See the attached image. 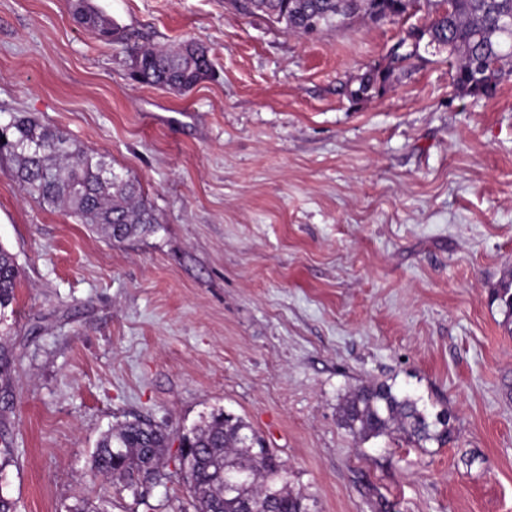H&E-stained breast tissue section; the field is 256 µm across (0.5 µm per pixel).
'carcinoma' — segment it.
I'll return each instance as SVG.
<instances>
[{
    "label": "carcinoma",
    "instance_id": "carcinoma-1",
    "mask_svg": "<svg viewBox=\"0 0 512 512\" xmlns=\"http://www.w3.org/2000/svg\"><path fill=\"white\" fill-rule=\"evenodd\" d=\"M428 13L424 43H414L415 28L399 39L377 65L359 78L358 97L386 84L421 59L420 50L447 45L454 93L477 98L492 97L507 75L503 61H512V0H425ZM413 0H232L235 10L250 16L265 15L288 32L306 37L312 32L345 26L356 17L375 22L390 20L408 11ZM74 14L98 38L110 43L118 24L96 10L89 0H74ZM213 71L204 47L193 44L176 50L143 47L134 55L136 78L149 86L189 90ZM13 162L12 177L48 208L65 206L82 224L101 230L113 241H123L152 229L155 218L140 184L114 171L102 156H94L74 140L22 112L0 122V156ZM19 268L15 256L0 246V308L15 300ZM504 314L503 325L512 333V275L490 291ZM352 435L366 441L396 433L416 444L448 442V419L440 412L430 418L419 399L401 394L387 383H369L354 390L341 410ZM238 417L224 412L201 417L183 435L194 463L192 473L181 477L191 493L193 512H240V499L267 512H309L306 498L288 486L285 464ZM168 435L159 426L140 419L126 421L106 432L94 452L91 472L139 493L147 482L169 477L161 466Z\"/></svg>",
    "mask_w": 512,
    "mask_h": 512
}]
</instances>
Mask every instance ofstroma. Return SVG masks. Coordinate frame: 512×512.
Listing matches in <instances>:
<instances>
[{
    "instance_id": "1",
    "label": "stroma",
    "mask_w": 512,
    "mask_h": 512,
    "mask_svg": "<svg viewBox=\"0 0 512 512\" xmlns=\"http://www.w3.org/2000/svg\"><path fill=\"white\" fill-rule=\"evenodd\" d=\"M92 3L113 42L70 0H0V120L28 113L105 156L156 224L111 241L0 160V245L20 267L0 309V494L16 512H187L178 479L136 496L92 478L91 456L134 418L174 456L221 409L311 512H512V333L489 299L512 276V76L460 96L437 53L352 97L422 0L308 38L229 0ZM187 40L211 77L134 78V48ZM371 381L447 412L448 442L354 439L341 405ZM72 8L80 21L94 30L101 41L110 43L115 39L114 37L118 34V24L106 18L88 0L73 1Z\"/></svg>"
}]
</instances>
